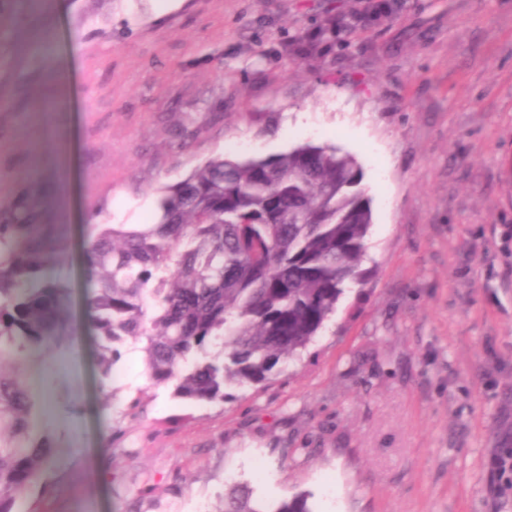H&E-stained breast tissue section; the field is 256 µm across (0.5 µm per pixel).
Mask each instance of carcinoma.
Masks as SVG:
<instances>
[{
    "label": "carcinoma",
    "mask_w": 512,
    "mask_h": 512,
    "mask_svg": "<svg viewBox=\"0 0 512 512\" xmlns=\"http://www.w3.org/2000/svg\"><path fill=\"white\" fill-rule=\"evenodd\" d=\"M395 0L369 13L328 14L284 45L294 59L322 57L343 32L379 24ZM357 159L333 145L305 143L256 157L218 156L166 187L150 224H99L84 242L85 310L98 339L101 381L127 339L145 341L155 386L195 402L267 382L301 358L349 288H363L372 224ZM53 196L38 184L0 207V512L53 465L32 438L33 395L1 368L57 348L70 322L69 282L49 275L68 250L58 225L43 223ZM240 276L224 279V268ZM220 346L223 355L211 348ZM220 512H312L296 496L274 508L233 486Z\"/></svg>",
    "instance_id": "1"
}]
</instances>
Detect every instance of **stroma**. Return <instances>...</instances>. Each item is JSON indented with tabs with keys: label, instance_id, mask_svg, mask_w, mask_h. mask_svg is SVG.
I'll use <instances>...</instances> for the list:
<instances>
[{
	"label": "stroma",
	"instance_id": "stroma-1",
	"mask_svg": "<svg viewBox=\"0 0 512 512\" xmlns=\"http://www.w3.org/2000/svg\"><path fill=\"white\" fill-rule=\"evenodd\" d=\"M38 22H28V3ZM359 0H12L0 11V206L31 184L49 141L59 166L47 223L66 224L76 286L70 335L84 388L55 351L18 375L33 434L63 482L24 512H219L224 486L315 512H512V0H397L324 58L281 44ZM48 34L70 73L54 102ZM273 112L259 133L251 117ZM332 144L370 200L365 288L348 290L300 360L224 401L151 384L127 341L100 384L83 309L81 243L101 224H146L161 188L218 155ZM140 398L137 414L128 404Z\"/></svg>",
	"mask_w": 512,
	"mask_h": 512
}]
</instances>
